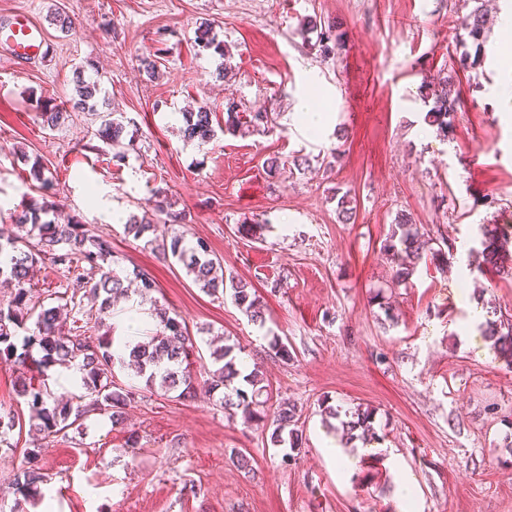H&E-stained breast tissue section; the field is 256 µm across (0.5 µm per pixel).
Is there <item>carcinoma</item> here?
I'll list each match as a JSON object with an SVG mask.
<instances>
[{
    "mask_svg": "<svg viewBox=\"0 0 512 512\" xmlns=\"http://www.w3.org/2000/svg\"><path fill=\"white\" fill-rule=\"evenodd\" d=\"M486 13L482 6L459 16L453 21L452 32L457 42L472 43L477 63L482 55ZM211 25L201 23L195 31V42L224 56V45L210 36ZM342 34L332 24L320 29L317 42L323 55L331 54L340 44ZM139 68L148 78L155 77L160 70L159 56L149 51L137 57ZM75 96L70 100L72 108L98 111L108 105L100 98L98 81H87L83 75L76 76ZM459 99L444 90L433 97V106L426 113L429 125L448 135V118L455 111ZM44 124L55 128L65 121L67 113L60 108L44 109L39 113ZM216 113L208 105L194 112L182 113L181 133L186 142L204 144L215 135L213 118ZM126 125L118 118L108 117L97 130L100 139L114 145L121 143ZM30 163L25 177L29 189L38 197H26L14 207L11 220L16 225V234L0 242V255L7 262H0V279L11 288L7 302H0V357H5L18 370L15 392L27 401L30 408L29 430L43 439L74 426L81 427L91 415L107 416L113 423L123 421V414L132 391L116 386L113 380L115 365H128L145 379L149 388L157 385L165 393L176 392L180 398L194 395V377L190 370L193 343L187 328L177 316L165 309L156 312L160 329L147 340L134 345L129 351V360H122L113 349L114 340L105 329V316L115 298L127 293L124 283L136 280L140 288L150 291L155 288L152 279L139 271L125 274L112 255L111 243L95 234L74 215L64 223L50 218L56 208V195L52 178L46 176L45 167L39 159L23 157ZM355 199L345 192L337 201L338 218L344 223L355 220ZM154 228L148 213L131 215L125 224L127 233L136 239L143 238ZM504 234L496 224L481 227V263L476 269H488L499 275L512 277V253L503 247ZM429 235L421 232L411 218L401 213L383 243L395 264L392 285L399 287L408 283L416 271L418 261L429 250ZM192 276L202 291L214 298L230 291L235 304L244 311L251 322L262 327L266 323L263 305L251 285L233 278H224V266L213 256L207 244L199 240L188 245L181 234L171 236L170 243L162 245ZM48 264L61 272L63 292L55 296V302L45 303L35 296L34 271ZM98 303L94 307L87 300ZM496 318L485 323L483 335L492 341L493 349L505 362L512 364V323H507L502 314L492 310ZM70 321L67 332H59L64 321ZM216 366L205 382L208 391H222L221 406L226 411H239L258 420L271 421L270 441L276 448H301L303 430L300 429L297 406L278 403L273 410L267 409L270 392L255 369L244 375L237 367L234 348L224 346L211 352ZM57 364H72L82 371L79 393L70 400L61 402L54 397L46 383L47 371ZM322 410L330 417L340 420L346 442L355 440L368 444L376 439L374 428L375 410L369 406H358L352 411L339 409L322 401ZM42 447L25 451V464L13 478L14 491L23 500L31 501L42 496L41 485L46 475L37 467Z\"/></svg>",
    "mask_w": 512,
    "mask_h": 512,
    "instance_id": "1",
    "label": "carcinoma"
}]
</instances>
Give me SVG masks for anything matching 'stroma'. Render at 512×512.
<instances>
[{"label":"stroma","instance_id":"stroma-1","mask_svg":"<svg viewBox=\"0 0 512 512\" xmlns=\"http://www.w3.org/2000/svg\"><path fill=\"white\" fill-rule=\"evenodd\" d=\"M474 0H0V23L28 14L47 40L44 56L15 62L0 51V233L26 187L24 156L40 157L63 215H79L112 243L125 270L153 279L130 285L106 323L115 342L151 335L153 305L176 312L196 350L195 395L149 393L122 368L114 380L136 395L124 420L90 416L50 441L39 465L47 512H398L397 479L413 488V512H512V451L500 418L512 415V367L479 329L461 333L470 312L460 298L482 286L486 300L512 315V278L460 273L456 247H477L482 224L512 226V124L498 110L512 32L499 16L512 0H489L493 22L479 64L461 67L466 49L452 20ZM76 30L62 34L54 12ZM210 22L229 49L227 78L219 57L197 46ZM336 23L345 43L323 56L306 22ZM161 53L158 79L137 67L141 49ZM98 72L102 93L132 135L117 147L95 136L101 117L73 112L44 127V105L75 93L77 69ZM454 76L459 103L447 135L424 120L422 81L432 89ZM311 97L325 115L319 133L298 110ZM240 119L272 113L271 128L217 133L209 143L181 138L182 114L201 104ZM309 160L305 172L266 171L268 158ZM104 192L114 216L89 205L88 188ZM185 210L180 227L155 219L156 241L173 232L204 240L225 277L253 285L265 327L249 321L230 297H211L181 264L124 230L156 191ZM357 200L353 223L338 220V194ZM429 230L447 262L424 256L409 284L391 285L382 250L397 213ZM393 321H386V314ZM280 337L292 353L269 348ZM231 345L261 370L274 401L294 403L305 442L294 463L269 442V431L225 413L203 382L211 351ZM375 408L384 455L365 451L350 473L322 448L329 435L321 400ZM137 449H130V436ZM0 446V512L19 459L39 443L14 430ZM246 454L251 472L240 470Z\"/></svg>","mask_w":512,"mask_h":512}]
</instances>
